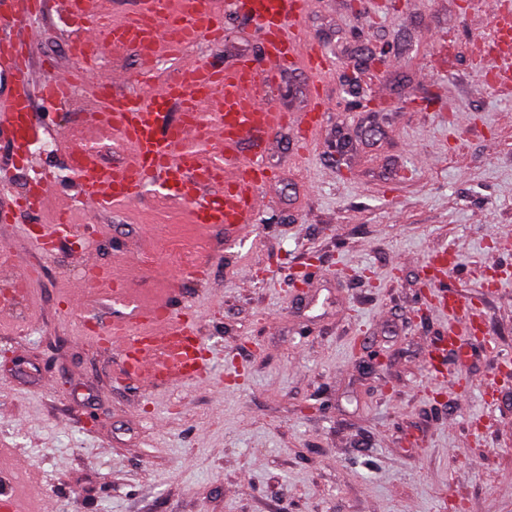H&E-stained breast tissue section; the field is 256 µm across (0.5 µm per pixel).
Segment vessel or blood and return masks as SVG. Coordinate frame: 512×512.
Masks as SVG:
<instances>
[{
    "mask_svg": "<svg viewBox=\"0 0 512 512\" xmlns=\"http://www.w3.org/2000/svg\"><path fill=\"white\" fill-rule=\"evenodd\" d=\"M235 14L253 21L260 31L266 69L248 58L230 67L184 63L176 79L149 93L114 91L117 77L94 90L95 106L87 121L111 128L127 148L124 161L105 163L88 149L69 147V164L80 180L83 204L98 211L117 204H133L146 187L157 185L164 197L190 206L195 224L254 223L261 190L272 169L267 149L280 129L295 126L297 134L317 126L325 110L311 95L302 114L285 112L267 98L274 76L297 58L322 74L331 60L322 49L305 42L300 20L306 0H227ZM58 12L69 22L70 43L77 69L36 77L33 65L36 39L27 19L43 14L45 0H0V139L12 153L23 152L39 137L34 96L65 102L69 88L84 81L103 46L134 49L146 60L175 43L214 40L223 24L209 0H140L123 20L108 22L110 0H57ZM179 115H171V105ZM51 183H41L35 200L21 197L14 207L0 208V222L12 223L15 207L36 203L48 208ZM190 327L168 308L152 311L148 336L134 334L126 322L112 323L98 339L108 347L133 352L126 369L144 387L175 384L203 377V355L181 343Z\"/></svg>",
    "mask_w": 512,
    "mask_h": 512,
    "instance_id": "obj_1",
    "label": "vessel or blood"
}]
</instances>
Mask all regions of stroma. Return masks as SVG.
<instances>
[{"label": "stroma", "mask_w": 512, "mask_h": 512, "mask_svg": "<svg viewBox=\"0 0 512 512\" xmlns=\"http://www.w3.org/2000/svg\"><path fill=\"white\" fill-rule=\"evenodd\" d=\"M495 2L309 0L304 37L334 63L324 121L304 151L295 128L273 137L278 177L243 228L191 223L151 190L84 210L63 145L32 150L0 205L52 172L72 231L45 255L30 227L53 214L0 223V289L37 275L0 312V492L33 512H512V96L479 62ZM35 27L36 62L74 68L54 0ZM245 56L263 60L257 27L230 14L223 42L154 78ZM310 89L300 59L269 99L297 113ZM88 107L34 103L122 162ZM172 235L207 247L145 265ZM95 268L110 288H87ZM440 282L473 296L474 328L429 300ZM154 302L189 313L208 382L144 389L83 332L146 333L134 311Z\"/></svg>", "instance_id": "35a3bbf8"}]
</instances>
